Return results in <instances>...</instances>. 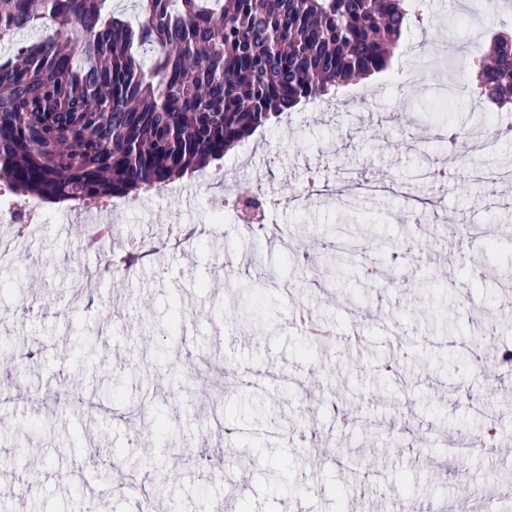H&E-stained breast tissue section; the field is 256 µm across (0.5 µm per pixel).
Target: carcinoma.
<instances>
[{
  "instance_id": "obj_1",
  "label": "carcinoma",
  "mask_w": 512,
  "mask_h": 512,
  "mask_svg": "<svg viewBox=\"0 0 512 512\" xmlns=\"http://www.w3.org/2000/svg\"><path fill=\"white\" fill-rule=\"evenodd\" d=\"M0 0V187L138 199L272 119L386 70L407 0ZM36 30L35 40L17 35ZM149 54L153 64L144 68ZM476 108L512 109V34L473 45Z\"/></svg>"
}]
</instances>
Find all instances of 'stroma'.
<instances>
[{
	"label": "stroma",
	"instance_id": "35a3bbf8",
	"mask_svg": "<svg viewBox=\"0 0 512 512\" xmlns=\"http://www.w3.org/2000/svg\"><path fill=\"white\" fill-rule=\"evenodd\" d=\"M386 72L291 110L230 150L221 168L182 179L150 203L127 201L115 236L139 252L164 230L167 247L123 277L101 278L94 302L77 299L102 266L84 249L87 225L67 207L44 206L36 236L0 273V387L28 404L0 405V512H124L120 495L89 502L114 471L130 479L165 463L169 492L153 512H392L401 498L444 501L512 471V457L474 451L444 467L448 434L488 421L512 440V375L482 405L462 391L489 378L496 352L512 349V181L486 192L472 173L512 170V140L470 142L449 155L430 129L469 132L481 118L466 84L475 64L452 43L512 30V0H479L462 17L453 0H421ZM457 93L440 101L441 82ZM309 196L274 236L244 225L209 231L208 203L251 190ZM498 249L472 266L484 241ZM34 317L16 318L24 299ZM304 307L333 341L305 355L298 332L280 331ZM454 319H447V309ZM494 333L477 343L483 324ZM431 336L407 360L389 357L403 336ZM256 372L255 390L225 383L214 359ZM204 369L188 376V363ZM323 393L308 394L310 379ZM356 415L351 427L337 411ZM166 423L148 444L139 421ZM397 444L396 453L377 457ZM224 451L204 468L200 446ZM104 449L97 465L85 448ZM299 465L301 479L275 486L269 465ZM68 471L69 483L56 479ZM41 475L20 495L26 472Z\"/></svg>",
	"mask_w": 512,
	"mask_h": 512
}]
</instances>
